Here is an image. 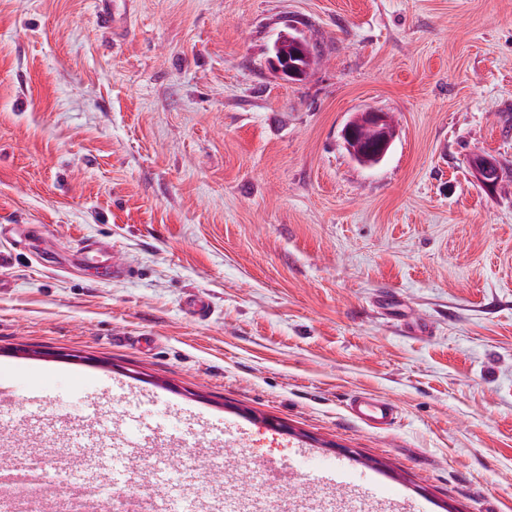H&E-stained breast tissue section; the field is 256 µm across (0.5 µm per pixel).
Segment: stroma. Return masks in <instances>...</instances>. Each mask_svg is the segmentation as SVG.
Segmentation results:
<instances>
[{
	"instance_id": "35a3bbf8",
	"label": "stroma",
	"mask_w": 512,
	"mask_h": 512,
	"mask_svg": "<svg viewBox=\"0 0 512 512\" xmlns=\"http://www.w3.org/2000/svg\"><path fill=\"white\" fill-rule=\"evenodd\" d=\"M0 0V413L11 462L69 457L75 425L139 438L265 512H368L275 481L349 456L384 503L512 512V0ZM318 58H267L281 32ZM390 113L355 164L352 113ZM504 166L495 189L474 155ZM130 278L93 280L80 239ZM127 390L93 374L101 362ZM372 393L399 419L353 420ZM306 51L307 44L301 37L290 33L281 34L272 46L268 65L282 78L302 80L309 73V68L293 61L301 59L308 61ZM360 120L374 135L373 142L364 149L357 145V125ZM341 135L343 146L351 159L365 168L375 167L384 160L396 136L388 113L371 107L354 113L344 125ZM351 417L367 426L387 429L397 419V409L389 400L367 393H356L347 403Z\"/></svg>"
}]
</instances>
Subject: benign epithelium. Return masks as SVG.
Instances as JSON below:
<instances>
[{"label": "benign epithelium", "mask_w": 512, "mask_h": 512, "mask_svg": "<svg viewBox=\"0 0 512 512\" xmlns=\"http://www.w3.org/2000/svg\"><path fill=\"white\" fill-rule=\"evenodd\" d=\"M301 59L308 60L306 42L297 35L284 33L273 44L268 65L282 78L302 80L309 73V68L299 64ZM342 139L344 148L355 163L372 168L386 157L395 140V130L388 113L368 107L349 118L343 127ZM474 169L483 186H494L497 171L489 159L476 157Z\"/></svg>", "instance_id": "7a95c632"}]
</instances>
